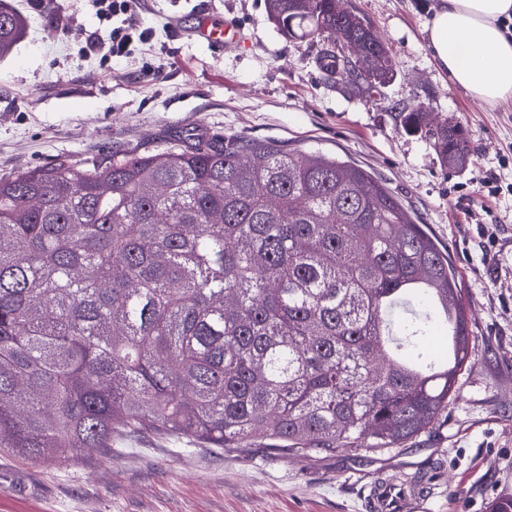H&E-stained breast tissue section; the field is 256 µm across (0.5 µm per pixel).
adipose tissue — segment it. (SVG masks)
Returning a JSON list of instances; mask_svg holds the SVG:
<instances>
[{
    "label": "adipose tissue",
    "instance_id": "1",
    "mask_svg": "<svg viewBox=\"0 0 512 512\" xmlns=\"http://www.w3.org/2000/svg\"><path fill=\"white\" fill-rule=\"evenodd\" d=\"M512 0H438L426 24L438 65L475 98L512 100Z\"/></svg>",
    "mask_w": 512,
    "mask_h": 512
}]
</instances>
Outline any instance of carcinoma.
Segmentation results:
<instances>
[{
	"instance_id": "carcinoma-1",
	"label": "carcinoma",
	"mask_w": 512,
	"mask_h": 512,
	"mask_svg": "<svg viewBox=\"0 0 512 512\" xmlns=\"http://www.w3.org/2000/svg\"><path fill=\"white\" fill-rule=\"evenodd\" d=\"M340 0H264L287 39L393 60ZM23 33L0 5V58ZM332 74L350 61L333 49ZM441 163L465 129L403 115ZM457 349L433 356L427 328ZM448 249L365 170L242 138L0 177V451L32 463L156 433L277 453L402 448L470 358Z\"/></svg>"
}]
</instances>
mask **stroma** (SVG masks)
<instances>
[{
	"label": "stroma",
	"mask_w": 512,
	"mask_h": 512,
	"mask_svg": "<svg viewBox=\"0 0 512 512\" xmlns=\"http://www.w3.org/2000/svg\"><path fill=\"white\" fill-rule=\"evenodd\" d=\"M1 1L27 33L0 61V177L233 137L343 157L447 248L474 343L447 411L406 447L275 455L258 437L244 453L149 433L53 464L0 452V512H368L361 473L411 478L429 460L440 472L432 512H489L512 497V102L473 98L433 59L425 24L437 0H344L394 59L373 96L319 72L322 42L282 37L264 0H136L154 37L105 67L81 52L102 27L92 0ZM206 6L240 30L218 54L191 33ZM419 103L467 129L464 166L444 167L424 134L403 129Z\"/></svg>",
	"instance_id": "1"
}]
</instances>
